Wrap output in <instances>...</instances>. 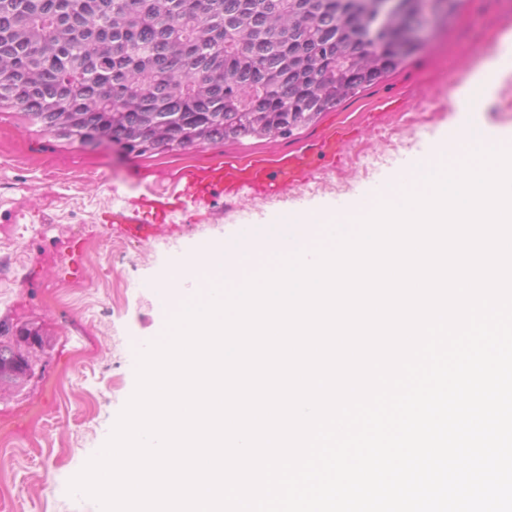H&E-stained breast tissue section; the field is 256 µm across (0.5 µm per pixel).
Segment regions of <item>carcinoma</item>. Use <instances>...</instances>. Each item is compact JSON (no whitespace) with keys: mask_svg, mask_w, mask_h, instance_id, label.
Masks as SVG:
<instances>
[{"mask_svg":"<svg viewBox=\"0 0 512 512\" xmlns=\"http://www.w3.org/2000/svg\"><path fill=\"white\" fill-rule=\"evenodd\" d=\"M0 0V108L41 123L45 104L73 94L81 121L55 127L69 137L89 127L145 153L169 146L164 112L193 117L187 140L235 141L283 134L313 122L396 70L415 50L379 34L363 4L342 0ZM239 33L224 45V29ZM348 66L339 81L328 79ZM25 100L21 108L17 101ZM244 104L291 112L273 127L205 124L206 114ZM18 353L0 340V377L17 374Z\"/></svg>","mask_w":512,"mask_h":512,"instance_id":"carcinoma-1","label":"carcinoma"}]
</instances>
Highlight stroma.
Returning a JSON list of instances; mask_svg holds the SVG:
<instances>
[{
  "label": "stroma",
  "instance_id": "stroma-1",
  "mask_svg": "<svg viewBox=\"0 0 512 512\" xmlns=\"http://www.w3.org/2000/svg\"><path fill=\"white\" fill-rule=\"evenodd\" d=\"M512 42V0H462L426 44L378 84L312 123L271 138L165 147L143 154L85 145L0 109V325L33 373L0 380V414L21 428L0 445V512H100L68 483L109 439L136 387L134 346L154 339L155 286L176 245L231 240L242 228L344 206L393 176L473 120L454 96ZM485 120L512 136V70L492 80ZM399 103L380 112L379 100ZM352 125L342 166L316 167L273 196L216 198L209 216L173 215L180 231L131 240L99 227L104 211L138 196L172 193L181 171L225 155L294 154L332 125ZM84 241V273L66 279L67 242Z\"/></svg>",
  "mask_w": 512,
  "mask_h": 512
}]
</instances>
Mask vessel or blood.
Wrapping results in <instances>:
<instances>
[{
    "mask_svg": "<svg viewBox=\"0 0 512 512\" xmlns=\"http://www.w3.org/2000/svg\"><path fill=\"white\" fill-rule=\"evenodd\" d=\"M348 137V129L339 127L292 155L267 154L248 159L228 156L207 167L186 168L179 176L178 193L141 196L128 206L105 213L103 222L130 239L153 237L167 230L170 216L186 206L205 211L215 195L230 199L245 190L257 197H268L297 182L316 164H335Z\"/></svg>",
    "mask_w": 512,
    "mask_h": 512,
    "instance_id": "1",
    "label": "vessel or blood"
}]
</instances>
